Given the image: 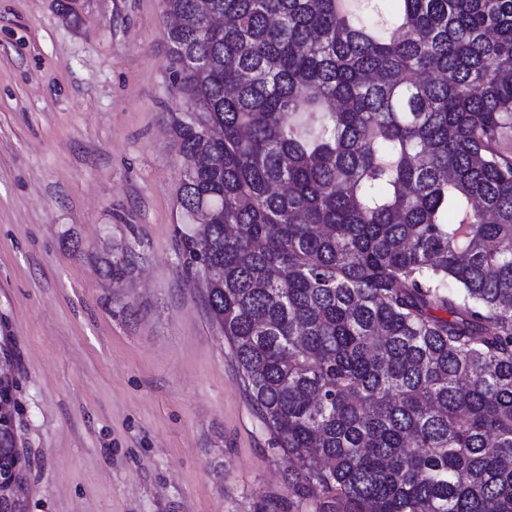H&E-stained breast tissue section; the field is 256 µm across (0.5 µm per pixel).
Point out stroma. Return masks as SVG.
Instances as JSON below:
<instances>
[{
    "mask_svg": "<svg viewBox=\"0 0 512 512\" xmlns=\"http://www.w3.org/2000/svg\"><path fill=\"white\" fill-rule=\"evenodd\" d=\"M163 27L160 0H0V339L25 512H288V460L186 269Z\"/></svg>",
    "mask_w": 512,
    "mask_h": 512,
    "instance_id": "obj_1",
    "label": "stroma"
}]
</instances>
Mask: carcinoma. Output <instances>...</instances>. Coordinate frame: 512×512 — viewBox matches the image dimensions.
I'll list each match as a JSON object with an SVG mask.
<instances>
[{
  "label": "carcinoma",
  "mask_w": 512,
  "mask_h": 512,
  "mask_svg": "<svg viewBox=\"0 0 512 512\" xmlns=\"http://www.w3.org/2000/svg\"><path fill=\"white\" fill-rule=\"evenodd\" d=\"M392 2L162 0L184 251L288 512H512V0Z\"/></svg>",
  "instance_id": "carcinoma-1"
}]
</instances>
